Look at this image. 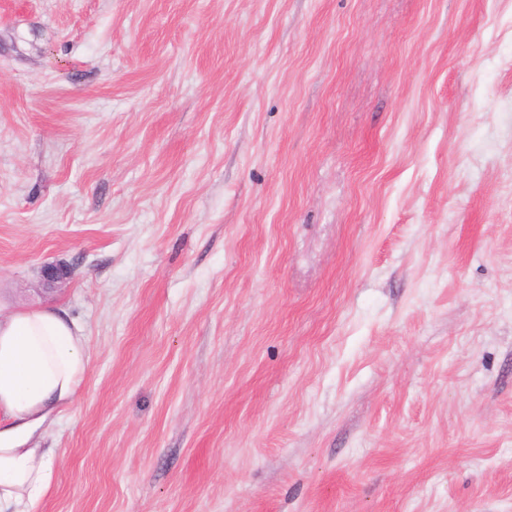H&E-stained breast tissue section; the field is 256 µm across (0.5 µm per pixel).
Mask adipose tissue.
Returning a JSON list of instances; mask_svg holds the SVG:
<instances>
[{"label":"adipose tissue","instance_id":"ef3b65f1","mask_svg":"<svg viewBox=\"0 0 512 512\" xmlns=\"http://www.w3.org/2000/svg\"><path fill=\"white\" fill-rule=\"evenodd\" d=\"M86 345L61 310L0 312V512H31L47 494L51 451L32 441L73 403L89 367Z\"/></svg>","mask_w":512,"mask_h":512}]
</instances>
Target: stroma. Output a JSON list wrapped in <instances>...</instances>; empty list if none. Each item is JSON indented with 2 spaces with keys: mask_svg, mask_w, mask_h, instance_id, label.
Masks as SVG:
<instances>
[{
  "mask_svg": "<svg viewBox=\"0 0 512 512\" xmlns=\"http://www.w3.org/2000/svg\"><path fill=\"white\" fill-rule=\"evenodd\" d=\"M0 303L35 512H512V0H0ZM87 336L65 312L0 305V511L32 512L49 491L51 450L30 445L86 376Z\"/></svg>",
  "mask_w": 512,
  "mask_h": 512,
  "instance_id": "1",
  "label": "stroma"
}]
</instances>
